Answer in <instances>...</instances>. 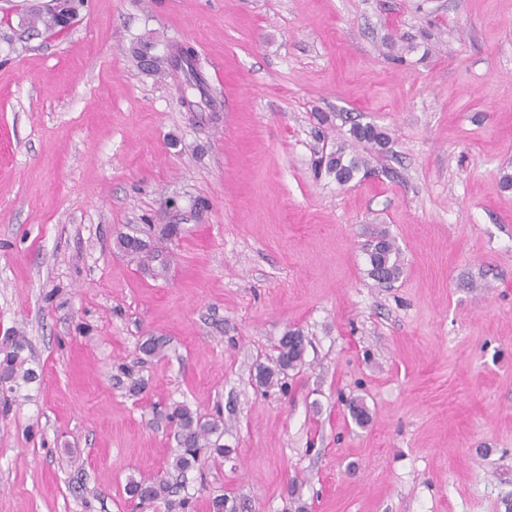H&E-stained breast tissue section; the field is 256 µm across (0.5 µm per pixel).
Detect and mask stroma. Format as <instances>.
Instances as JSON below:
<instances>
[{"mask_svg": "<svg viewBox=\"0 0 512 512\" xmlns=\"http://www.w3.org/2000/svg\"><path fill=\"white\" fill-rule=\"evenodd\" d=\"M47 3L0 0V337L37 373L0 419V512H131L175 402L223 411L198 512H512V0H85L29 26ZM339 148L366 160L343 185L317 167ZM290 329L304 361L264 389ZM349 134L355 142L376 153L384 152L390 142L384 130L371 124H354L349 129ZM366 274L379 287L389 288L403 274L401 252L386 233L372 237L364 247Z\"/></svg>", "mask_w": 512, "mask_h": 512, "instance_id": "1", "label": "stroma"}]
</instances>
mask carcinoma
Here are the masks:
<instances>
[{
    "label": "carcinoma",
    "mask_w": 512,
    "mask_h": 512,
    "mask_svg": "<svg viewBox=\"0 0 512 512\" xmlns=\"http://www.w3.org/2000/svg\"><path fill=\"white\" fill-rule=\"evenodd\" d=\"M353 140L376 153L384 152L390 142L388 134L371 124H355L349 129ZM365 165L360 156L347 157L343 150L330 154L326 159V169L339 183L350 182ZM366 256V274L378 286L390 288L403 274L401 252L392 239L385 233L372 237L364 247ZM166 346L162 337L150 336L139 348L142 355L151 358L160 354ZM26 342L21 336H5L0 339V388L9 391L19 382H29L36 378L35 371L27 367L24 355ZM305 337L298 330L288 331L279 342L278 356L273 365L259 368V383L266 388L279 385L280 375L294 370L303 362ZM169 422L177 429L178 448L172 451L167 462L168 471L179 476L195 469L201 453L206 448H214L216 453L224 454V448L213 442L211 437L222 434L224 420L221 410L205 416L184 403H175L167 414ZM182 485L172 483L163 477H146L131 480L126 494L137 502V506L151 507L162 503L167 512H195L196 499L187 494L180 495Z\"/></svg>",
    "instance_id": "cac0c4a2"
}]
</instances>
